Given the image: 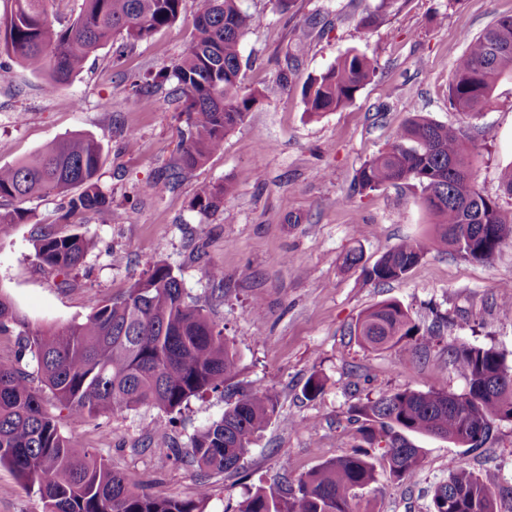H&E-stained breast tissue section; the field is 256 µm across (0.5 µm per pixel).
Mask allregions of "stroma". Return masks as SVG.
<instances>
[{"mask_svg": "<svg viewBox=\"0 0 512 512\" xmlns=\"http://www.w3.org/2000/svg\"><path fill=\"white\" fill-rule=\"evenodd\" d=\"M379 0H241L259 18L241 40L242 90L258 91L244 122L214 154L177 186L160 174L177 155L184 127L174 83L157 89V104L143 109L133 80L169 67L188 45L198 0H183L176 22L143 41L128 42L123 57L97 50L84 70L54 94L11 57L0 56V166L33 155L46 144L87 134L102 146L99 184L112 196L117 219L88 215L81 228L92 247L82 266L64 274L40 264L31 242L34 223L58 224L62 197L27 203L33 224L0 234V291L29 322L64 326L86 318L101 300L122 294L154 263L169 265L191 298L223 327L238 356V373L223 391L191 399L176 416L143 406L115 418L77 423L59 417L63 434L83 443L124 474L137 491L193 498L200 483L211 497L206 512H236L249 493L297 479L336 456L368 448L377 481L355 512H431L435 486L459 460L503 496L512 512V422L496 423L493 437L470 450L434 436L407 434L421 465L396 480L383 457L389 435L366 442L353 407L379 394L445 388L460 394L462 375L448 363L449 346L492 347L512 365V240L489 262L465 261L431 250L401 280L369 282L373 265L397 244L426 237L430 217L422 189L409 180L355 193L354 175L388 149L396 131L421 113L436 122L464 125L481 191L512 210L499 188L500 167L512 162V76L496 85L487 107L464 119L448 104L454 62L466 37L512 14V0H393L381 24L366 31L359 17ZM356 51L376 61L374 77L345 108L320 117L304 110L302 88L339 56ZM294 76L277 83L280 68ZM135 131L134 149L122 147ZM229 181L233 197L203 215L190 206L205 182ZM361 267H347L350 252ZM224 272L214 290L208 268ZM398 301L420 328L445 317L429 348L412 340L388 349L361 346L350 328L365 310ZM325 380L306 398L312 373ZM270 387L278 405L237 471L200 473L168 456L189 448L204 426L220 419L241 394ZM35 488L0 468V512H43Z\"/></svg>", "mask_w": 512, "mask_h": 512, "instance_id": "1", "label": "stroma"}]
</instances>
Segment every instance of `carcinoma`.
<instances>
[{
  "label": "carcinoma",
  "mask_w": 512,
  "mask_h": 512,
  "mask_svg": "<svg viewBox=\"0 0 512 512\" xmlns=\"http://www.w3.org/2000/svg\"><path fill=\"white\" fill-rule=\"evenodd\" d=\"M50 0H5L0 13V53L17 59L53 93L70 83L90 54L119 38L138 41L174 23L182 0H83L70 25L48 20ZM390 0L363 15L359 26H377ZM257 18L240 0H200L192 39L171 70L155 82H176L184 98L185 129L177 158L163 173L169 184L221 151L225 135L242 123L257 100L241 87L240 42ZM376 62L347 53L310 78L302 95L305 112L320 117L351 103L376 73ZM512 75V15L496 18L467 39L448 83L451 108L478 114L496 82ZM463 127L415 115L398 130L393 145L365 161L353 179L355 190H377L414 180L423 189L422 207L433 217L432 235L405 241L370 267L368 281L404 278L434 248H449L466 261L489 262L512 240V211L477 188ZM102 146L82 134L55 140L28 159L0 167V199L14 203L0 210V233L31 220L22 204L49 195L68 198L64 224H78L88 213H112V199L97 183ZM79 193L74 195L72 190ZM235 193L234 185L202 183L191 201L201 214L217 210ZM36 258L59 271L78 269L88 241L39 224L32 238ZM17 329L15 360L0 361V466L37 487L45 512H204L210 498L201 483L194 499L166 492L133 491L125 478L80 440L63 435L44 407V393L74 421L114 417L139 406L178 414L193 398L224 391L236 375L237 354L206 312L185 292L171 267L156 263L120 296L103 300L85 320L63 329H32L13 301L0 293V333ZM358 342L373 349L392 347L420 335L400 303L387 300L366 310L353 327ZM36 364V373L27 370ZM448 362L466 380L462 394L443 388L383 393L355 407L362 431L391 433L385 449L390 474L412 477L420 467L419 449L403 433L430 435L477 448L495 424L512 421V366L493 348L461 344L448 348ZM39 381L40 387L33 386ZM269 388L245 393L221 419L200 430L191 448H165L201 470L232 472L254 437L275 413ZM376 483L369 452L355 450L301 475L296 488L271 486L244 499L237 512H354L358 491ZM499 495L464 463L448 464V477L436 485L431 512H499Z\"/></svg>",
  "instance_id": "cac0c4a2"
}]
</instances>
